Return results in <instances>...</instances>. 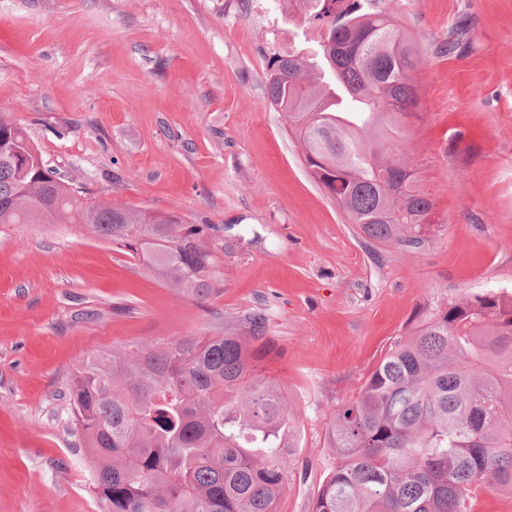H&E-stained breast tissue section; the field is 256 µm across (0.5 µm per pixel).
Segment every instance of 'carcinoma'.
<instances>
[{
  "label": "carcinoma",
  "mask_w": 512,
  "mask_h": 512,
  "mask_svg": "<svg viewBox=\"0 0 512 512\" xmlns=\"http://www.w3.org/2000/svg\"><path fill=\"white\" fill-rule=\"evenodd\" d=\"M293 2L320 39L274 59L270 104L360 234L420 247L434 203L400 154L418 104L416 40L384 0ZM10 224H84L178 293L203 302L218 291L206 226L85 198L0 111V226ZM269 346L254 317L242 334L78 366L64 396L101 512H275L298 439L285 393L257 370ZM325 426L336 466L311 512H469L479 487L512 494V297L424 310Z\"/></svg>",
  "instance_id": "1"
}]
</instances>
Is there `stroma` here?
I'll list each match as a JSON object with an SVG mask.
<instances>
[{
	"instance_id": "1",
	"label": "stroma",
	"mask_w": 512,
	"mask_h": 512,
	"mask_svg": "<svg viewBox=\"0 0 512 512\" xmlns=\"http://www.w3.org/2000/svg\"><path fill=\"white\" fill-rule=\"evenodd\" d=\"M421 47L403 157L434 202L421 247L361 236L267 103L274 27L251 0H0V110L88 196L209 225L199 302L74 224L0 227V512H99L68 419L84 360L244 329L299 431L276 512H310L336 464L326 413L425 307L512 295V0H388ZM450 54L441 47L453 28Z\"/></svg>"
}]
</instances>
